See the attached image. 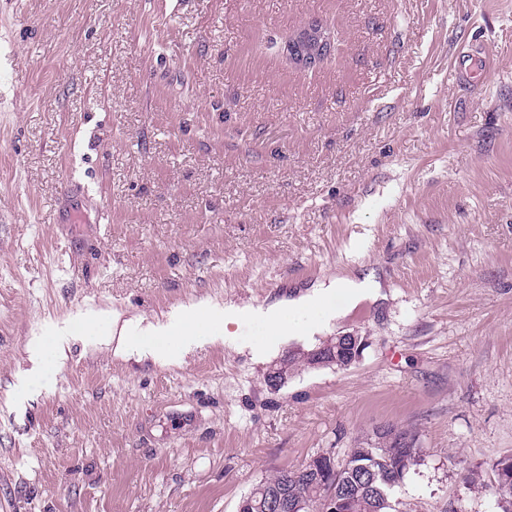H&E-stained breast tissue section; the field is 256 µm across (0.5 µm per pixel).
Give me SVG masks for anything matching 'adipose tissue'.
Here are the masks:
<instances>
[{
    "label": "adipose tissue",
    "instance_id": "obj_1",
    "mask_svg": "<svg viewBox=\"0 0 512 512\" xmlns=\"http://www.w3.org/2000/svg\"><path fill=\"white\" fill-rule=\"evenodd\" d=\"M381 288L375 272L363 275L340 272L329 285H315L310 293L269 307L261 317L268 335L275 338L290 331L311 333L321 326V313H328L332 318L343 317L361 302L377 299ZM251 313L248 307L193 304L172 314L167 323L152 326L150 342L119 332L114 338V351L123 356L149 354L169 357L202 339L230 343L234 337L228 331L229 324Z\"/></svg>",
    "mask_w": 512,
    "mask_h": 512
}]
</instances>
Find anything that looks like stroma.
<instances>
[{"instance_id": "stroma-1", "label": "stroma", "mask_w": 512, "mask_h": 512, "mask_svg": "<svg viewBox=\"0 0 512 512\" xmlns=\"http://www.w3.org/2000/svg\"><path fill=\"white\" fill-rule=\"evenodd\" d=\"M342 269L382 297L313 336L104 343ZM343 334L350 367L267 384ZM387 425L424 450L398 512H501L463 477L512 456V0H0V512H238ZM314 27L311 24L305 25L298 34L290 38L293 41H301L305 43L307 46V54L310 57H307L306 55L302 56L300 60L294 59V58H288L289 61H292L294 63L300 64L305 68H311L320 63L318 61V53L321 51V47L324 43L329 44V53L331 52L332 48L334 47V42L332 40V37L325 29L322 27ZM309 61H314V64H309Z\"/></svg>"}]
</instances>
